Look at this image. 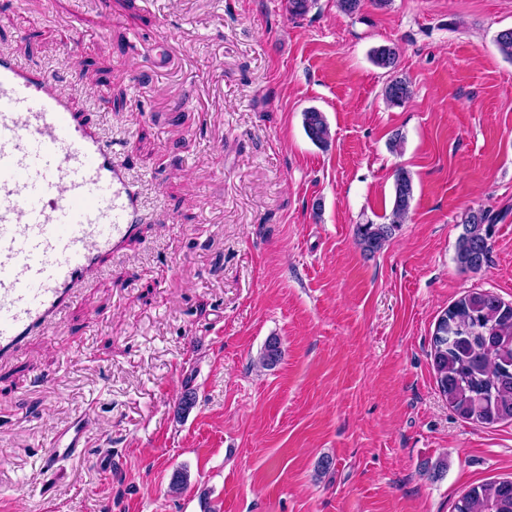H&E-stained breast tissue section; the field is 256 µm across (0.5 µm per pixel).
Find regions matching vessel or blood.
<instances>
[{"instance_id": "b4317fda", "label": "vessel or blood", "mask_w": 512, "mask_h": 512, "mask_svg": "<svg viewBox=\"0 0 512 512\" xmlns=\"http://www.w3.org/2000/svg\"><path fill=\"white\" fill-rule=\"evenodd\" d=\"M143 220L122 160L55 76L0 53V360L57 322ZM91 429L86 414L70 417L42 469L80 454Z\"/></svg>"}]
</instances>
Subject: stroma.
Wrapping results in <instances>:
<instances>
[{"instance_id":"obj_1","label":"stroma","mask_w":512,"mask_h":512,"mask_svg":"<svg viewBox=\"0 0 512 512\" xmlns=\"http://www.w3.org/2000/svg\"><path fill=\"white\" fill-rule=\"evenodd\" d=\"M511 27L512 0L351 16L315 0L297 19L286 0H0V50L57 76L146 215L0 364V512H455L512 477V422L459 418L431 357L466 291L512 301V59L495 43ZM391 44L388 74L371 53ZM401 167L411 213L367 254L354 229L384 223ZM483 208L502 218L473 272L455 246ZM273 337L282 359L258 367ZM81 410L84 454L41 472ZM410 82L405 78H395L384 89V97L389 106H404L412 98ZM304 130L311 141L321 147H327L331 139L329 126L322 114L315 109L303 114Z\"/></svg>"}]
</instances>
